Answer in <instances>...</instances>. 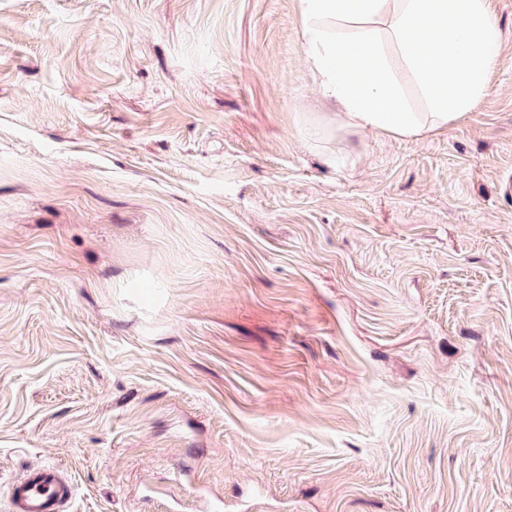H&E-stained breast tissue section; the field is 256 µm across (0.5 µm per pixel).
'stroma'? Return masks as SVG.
<instances>
[{
  "label": "stroma",
  "instance_id": "stroma-1",
  "mask_svg": "<svg viewBox=\"0 0 512 512\" xmlns=\"http://www.w3.org/2000/svg\"><path fill=\"white\" fill-rule=\"evenodd\" d=\"M477 107L334 121L300 0H0V512H512V0ZM75 489L54 466H35L10 486L11 512H66Z\"/></svg>",
  "mask_w": 512,
  "mask_h": 512
}]
</instances>
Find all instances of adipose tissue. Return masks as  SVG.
Instances as JSON below:
<instances>
[{
    "label": "adipose tissue",
    "instance_id": "adipose-tissue-1",
    "mask_svg": "<svg viewBox=\"0 0 512 512\" xmlns=\"http://www.w3.org/2000/svg\"><path fill=\"white\" fill-rule=\"evenodd\" d=\"M303 37L324 101L350 127L417 139L471 111L500 39L486 0H301ZM405 61L431 104L410 111L387 53Z\"/></svg>",
    "mask_w": 512,
    "mask_h": 512
}]
</instances>
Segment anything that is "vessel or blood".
I'll list each match as a JSON object with an SVG mask.
<instances>
[{"mask_svg": "<svg viewBox=\"0 0 512 512\" xmlns=\"http://www.w3.org/2000/svg\"><path fill=\"white\" fill-rule=\"evenodd\" d=\"M75 489L54 466H35L10 486L11 512H66Z\"/></svg>", "mask_w": 512, "mask_h": 512, "instance_id": "b4317fda", "label": "vessel or blood"}]
</instances>
